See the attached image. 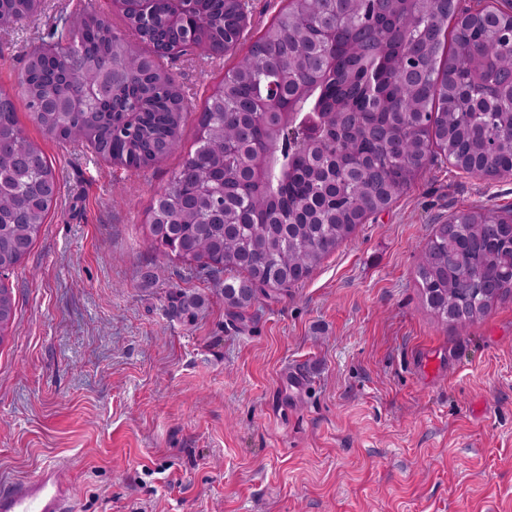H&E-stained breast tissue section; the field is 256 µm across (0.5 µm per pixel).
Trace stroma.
<instances>
[{"mask_svg": "<svg viewBox=\"0 0 512 512\" xmlns=\"http://www.w3.org/2000/svg\"><path fill=\"white\" fill-rule=\"evenodd\" d=\"M79 4L40 0L0 29V89L60 186L5 280L0 488L58 461L79 512H512V297L462 331L432 315L415 274L437 225L512 213V177L435 157L307 280L233 312L223 281L156 260L147 234L239 57L164 58L188 99L180 147L115 165L44 136L19 83ZM184 292L204 301L195 316L172 311ZM15 312L16 299L12 290L5 284L0 283V335L2 330L7 329L13 323Z\"/></svg>", "mask_w": 512, "mask_h": 512, "instance_id": "1", "label": "stroma"}]
</instances>
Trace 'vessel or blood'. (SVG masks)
Masks as SVG:
<instances>
[{"mask_svg": "<svg viewBox=\"0 0 512 512\" xmlns=\"http://www.w3.org/2000/svg\"><path fill=\"white\" fill-rule=\"evenodd\" d=\"M0 512H76V500L60 477L59 465L48 464L34 477L1 490Z\"/></svg>", "mask_w": 512, "mask_h": 512, "instance_id": "vessel-or-blood-1", "label": "vessel or blood"}]
</instances>
